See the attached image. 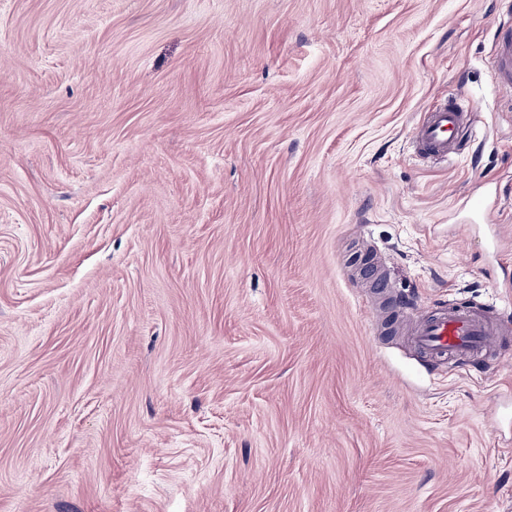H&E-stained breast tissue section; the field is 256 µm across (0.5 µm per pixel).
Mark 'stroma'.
I'll return each instance as SVG.
<instances>
[{
    "mask_svg": "<svg viewBox=\"0 0 512 512\" xmlns=\"http://www.w3.org/2000/svg\"><path fill=\"white\" fill-rule=\"evenodd\" d=\"M509 16L0 0V512H512V338L380 320L512 314ZM457 92L461 156L420 161ZM493 67L500 86L509 90L512 103V27L497 31ZM475 107L457 93L448 101L425 112L412 130V143L417 157L440 162L455 161L459 154L460 136L475 121ZM512 335V323L472 306L448 304L414 331L417 344L434 359H476Z\"/></svg>",
    "mask_w": 512,
    "mask_h": 512,
    "instance_id": "35a3bbf8",
    "label": "stroma"
}]
</instances>
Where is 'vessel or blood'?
I'll return each instance as SVG.
<instances>
[{
	"instance_id": "obj_1",
	"label": "vessel or blood",
	"mask_w": 512,
	"mask_h": 512,
	"mask_svg": "<svg viewBox=\"0 0 512 512\" xmlns=\"http://www.w3.org/2000/svg\"><path fill=\"white\" fill-rule=\"evenodd\" d=\"M500 86L512 91V27L498 30L493 56ZM475 107L462 95L425 112L412 130L417 157L455 161L464 128L475 121ZM417 344L432 358L476 359L512 337V322L463 304H451L422 322L414 331Z\"/></svg>"
}]
</instances>
